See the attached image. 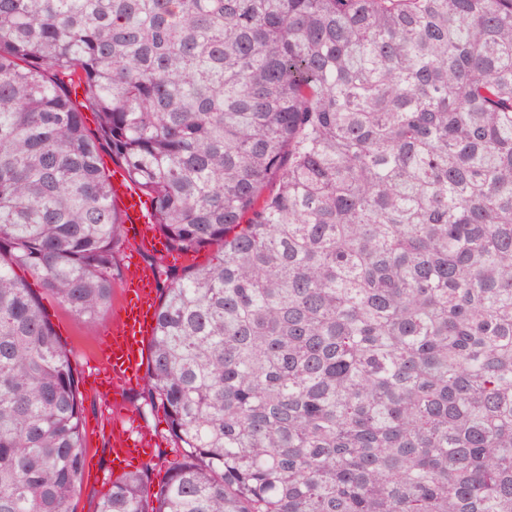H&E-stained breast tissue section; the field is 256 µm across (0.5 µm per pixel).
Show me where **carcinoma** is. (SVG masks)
Returning a JSON list of instances; mask_svg holds the SVG:
<instances>
[{"label":"carcinoma","mask_w":512,"mask_h":512,"mask_svg":"<svg viewBox=\"0 0 512 512\" xmlns=\"http://www.w3.org/2000/svg\"><path fill=\"white\" fill-rule=\"evenodd\" d=\"M105 148L214 253L165 274L142 388L181 459L97 512H512V0H0V512L80 487L14 269L108 310Z\"/></svg>","instance_id":"cac0c4a2"}]
</instances>
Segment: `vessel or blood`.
Here are the masks:
<instances>
[{
  "label": "vessel or blood",
  "mask_w": 512,
  "mask_h": 512,
  "mask_svg": "<svg viewBox=\"0 0 512 512\" xmlns=\"http://www.w3.org/2000/svg\"><path fill=\"white\" fill-rule=\"evenodd\" d=\"M112 194L120 204L126 234L140 246H152L157 234L141 191L131 182L120 180L113 183ZM153 277L149 269L134 273L133 278L139 284L136 296L124 304L123 313L115 321L98 356L96 380L117 396L137 388L144 380L146 341L152 337L156 324ZM157 443V438L144 426L133 436L120 431L112 436V456L121 461L133 451L152 448Z\"/></svg>",
  "instance_id": "vessel-or-blood-1"
}]
</instances>
